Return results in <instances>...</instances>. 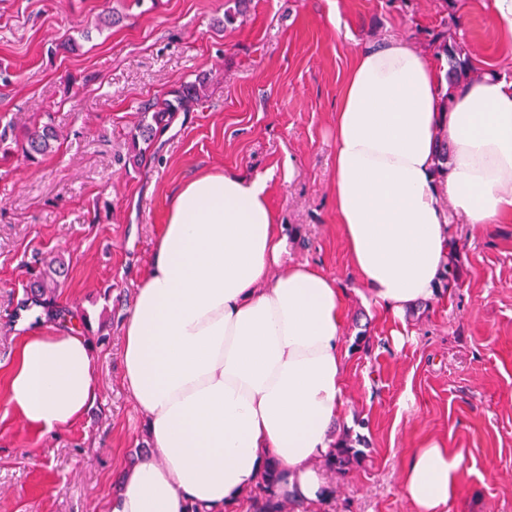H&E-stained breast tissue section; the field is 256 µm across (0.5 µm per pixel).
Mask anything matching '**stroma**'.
Wrapping results in <instances>:
<instances>
[{
  "label": "stroma",
  "mask_w": 512,
  "mask_h": 512,
  "mask_svg": "<svg viewBox=\"0 0 512 512\" xmlns=\"http://www.w3.org/2000/svg\"><path fill=\"white\" fill-rule=\"evenodd\" d=\"M0 0V125L50 113L56 153L0 158V381L19 344L21 304L36 260L60 257L59 301L103 327L93 342L99 393L60 436L36 434L0 402V512H111L118 476L147 448L144 419L120 383L121 325L171 199L207 171L272 173L269 201L293 242L348 296L346 395L335 435L364 458L330 474L329 512H413L400 472L437 437L461 453L448 512H512V223L453 226L459 280L448 299L392 321L364 304L332 207V122L355 51L389 38L427 48L440 22L463 36L482 71L512 75V38L480 0ZM120 23L99 27L108 12ZM90 29L70 50L68 38ZM208 74L198 111L125 168L141 106ZM307 246L297 245V238Z\"/></svg>",
  "instance_id": "stroma-1"
}]
</instances>
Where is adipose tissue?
I'll return each mask as SVG.
<instances>
[{
	"label": "adipose tissue",
	"instance_id": "adipose-tissue-1",
	"mask_svg": "<svg viewBox=\"0 0 512 512\" xmlns=\"http://www.w3.org/2000/svg\"><path fill=\"white\" fill-rule=\"evenodd\" d=\"M433 58L391 39L356 54L338 99L333 203L362 298L397 319L434 298L450 226L512 219V80L487 76L441 103ZM448 133V175L435 135ZM266 174L209 172L175 193L123 322L122 385L149 451L123 471L112 512H236L269 460L278 494L324 502L318 460L344 404L346 300L320 268L286 262ZM80 326L22 338L0 401L40 434L98 396ZM462 454L438 438L403 462L415 512H446Z\"/></svg>",
	"mask_w": 512,
	"mask_h": 512
}]
</instances>
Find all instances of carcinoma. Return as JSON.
Returning <instances> with one entry per match:
<instances>
[{"instance_id": "cac0c4a2", "label": "carcinoma", "mask_w": 512, "mask_h": 512, "mask_svg": "<svg viewBox=\"0 0 512 512\" xmlns=\"http://www.w3.org/2000/svg\"><path fill=\"white\" fill-rule=\"evenodd\" d=\"M428 44L435 56L445 61V84L440 86L442 110L448 111V97L461 84L482 77L474 65L470 51L458 41L456 34L448 29V23L427 31ZM210 78L200 74L195 80L180 85L172 91V97L146 104L137 113V120L129 132V146L125 163L139 166L146 154L161 134L166 132L177 120L180 113L196 110L208 97ZM20 147L23 157L33 162L54 152L58 146V134L51 119L38 116L29 126L23 127V133L17 134L16 127L7 124L0 128V150L8 153L7 143ZM436 172L443 178L448 173V139H440L437 147ZM68 269L56 258L41 261V268L32 274L24 308L38 309L40 313L54 320L67 321L72 313L59 307L55 300V290L67 278ZM362 453L347 438L333 444V449L321 460L329 471L345 474L358 464ZM280 481L278 464L271 462L267 470L251 487L246 496L253 512H296L301 504L294 499L282 500L277 496L275 487Z\"/></svg>"}]
</instances>
